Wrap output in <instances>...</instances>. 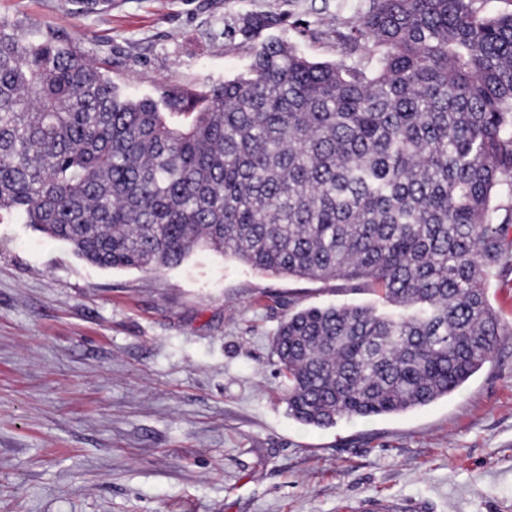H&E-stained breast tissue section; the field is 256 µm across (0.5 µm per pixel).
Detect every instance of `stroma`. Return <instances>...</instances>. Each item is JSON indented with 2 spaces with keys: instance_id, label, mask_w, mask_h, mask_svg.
Returning <instances> with one entry per match:
<instances>
[{
  "instance_id": "stroma-1",
  "label": "stroma",
  "mask_w": 512,
  "mask_h": 512,
  "mask_svg": "<svg viewBox=\"0 0 512 512\" xmlns=\"http://www.w3.org/2000/svg\"><path fill=\"white\" fill-rule=\"evenodd\" d=\"M361 0H0V18L80 42L122 92L245 72L248 13L314 20ZM199 249L104 269L0 221V512H512V335L429 405L305 426L271 338L289 307L366 304Z\"/></svg>"
}]
</instances>
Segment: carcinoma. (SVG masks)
Returning a JSON list of instances; mask_svg holds the SVG:
<instances>
[{"instance_id":"cac0c4a2","label":"carcinoma","mask_w":512,"mask_h":512,"mask_svg":"<svg viewBox=\"0 0 512 512\" xmlns=\"http://www.w3.org/2000/svg\"><path fill=\"white\" fill-rule=\"evenodd\" d=\"M366 2L317 21L337 61L269 38L246 73L158 100L0 20V213L101 268L205 246L376 297L291 310L274 334L288 413L313 427L446 397L512 331L488 295L512 274V11Z\"/></svg>"}]
</instances>
